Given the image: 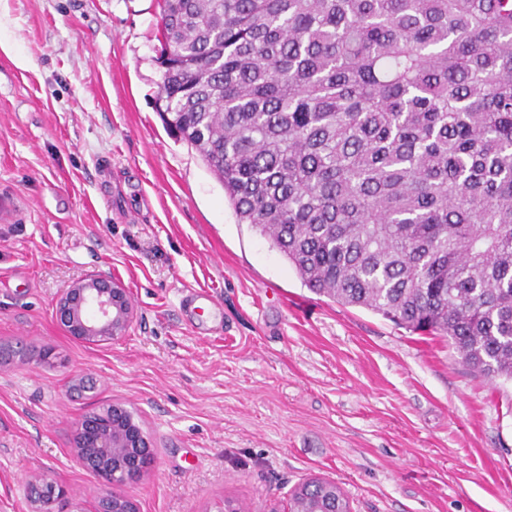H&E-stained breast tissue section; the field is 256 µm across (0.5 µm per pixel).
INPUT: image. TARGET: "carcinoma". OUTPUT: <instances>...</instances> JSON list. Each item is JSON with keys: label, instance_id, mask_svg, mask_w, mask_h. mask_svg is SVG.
<instances>
[{"label": "carcinoma", "instance_id": "1", "mask_svg": "<svg viewBox=\"0 0 512 512\" xmlns=\"http://www.w3.org/2000/svg\"><path fill=\"white\" fill-rule=\"evenodd\" d=\"M159 33L163 120L240 221L512 381V0H163Z\"/></svg>", "mask_w": 512, "mask_h": 512}]
</instances>
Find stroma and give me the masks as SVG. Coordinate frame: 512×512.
Returning <instances> with one entry per match:
<instances>
[{
	"label": "stroma",
	"mask_w": 512,
	"mask_h": 512,
	"mask_svg": "<svg viewBox=\"0 0 512 512\" xmlns=\"http://www.w3.org/2000/svg\"><path fill=\"white\" fill-rule=\"evenodd\" d=\"M159 0H0V512H32L24 481L97 512L79 420L130 410L153 448L121 494L138 512H286L311 478L351 512H512V384L447 337L311 291L239 221L198 152L157 108ZM94 276L132 320L90 343L57 304ZM210 291L222 323L179 308ZM93 378L94 391L71 384Z\"/></svg>",
	"instance_id": "1"
}]
</instances>
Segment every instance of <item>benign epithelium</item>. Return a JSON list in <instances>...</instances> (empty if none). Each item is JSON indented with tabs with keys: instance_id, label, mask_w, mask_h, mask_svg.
I'll list each match as a JSON object with an SVG mask.
<instances>
[{
	"instance_id": "7a95c632",
	"label": "benign epithelium",
	"mask_w": 512,
	"mask_h": 512,
	"mask_svg": "<svg viewBox=\"0 0 512 512\" xmlns=\"http://www.w3.org/2000/svg\"><path fill=\"white\" fill-rule=\"evenodd\" d=\"M131 304L125 289L117 283L96 278L92 284H78L62 297L58 316L69 332L92 342L109 341L125 333L130 323ZM98 409L78 423L81 463L101 480L106 494L100 512H137V508L117 487L139 478L152 453L151 445L133 421L111 417ZM32 490L34 512H55V505L66 498L63 487L40 476L27 480Z\"/></svg>"
}]
</instances>
